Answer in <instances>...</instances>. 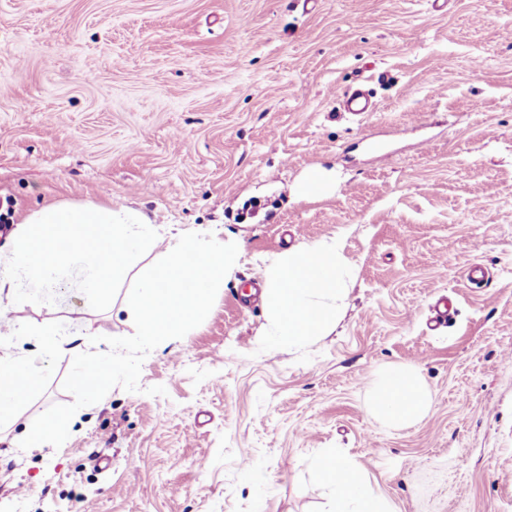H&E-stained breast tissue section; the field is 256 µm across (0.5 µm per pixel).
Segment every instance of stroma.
I'll return each instance as SVG.
<instances>
[{
  "mask_svg": "<svg viewBox=\"0 0 512 512\" xmlns=\"http://www.w3.org/2000/svg\"><path fill=\"white\" fill-rule=\"evenodd\" d=\"M357 86L363 118L336 100ZM84 203L235 241L239 266L140 392L80 408L57 449L19 443L73 402L72 352L132 330L69 280L52 304L0 301L24 327L0 354L43 367L0 425V512H324L329 449L391 512H512V0H0V264L32 213ZM329 239L355 272L340 320L277 346L247 288ZM388 363L416 368L426 417L374 419Z\"/></svg>",
  "mask_w": 512,
  "mask_h": 512,
  "instance_id": "1",
  "label": "stroma"
}]
</instances>
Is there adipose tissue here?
Masks as SVG:
<instances>
[{
  "mask_svg": "<svg viewBox=\"0 0 512 512\" xmlns=\"http://www.w3.org/2000/svg\"><path fill=\"white\" fill-rule=\"evenodd\" d=\"M267 284L268 332L278 343L301 347L326 335L336 325L348 298L352 269L339 241H323L269 260ZM40 371L24 360L0 355V424L15 422L23 392L39 387ZM376 419L396 427L425 417L431 407L429 393L416 370L390 363L374 374L369 392ZM314 474L329 489L326 512H387L384 501L365 483L353 460L324 456Z\"/></svg>",
  "mask_w": 512,
  "mask_h": 512,
  "instance_id": "ef3b65f1",
  "label": "adipose tissue"
}]
</instances>
